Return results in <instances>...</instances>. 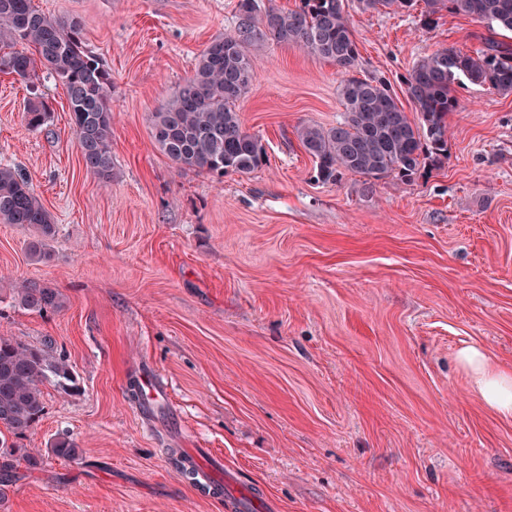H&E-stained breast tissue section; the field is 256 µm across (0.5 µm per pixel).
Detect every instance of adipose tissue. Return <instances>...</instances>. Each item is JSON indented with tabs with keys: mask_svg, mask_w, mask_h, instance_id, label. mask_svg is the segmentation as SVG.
Instances as JSON below:
<instances>
[{
	"mask_svg": "<svg viewBox=\"0 0 512 512\" xmlns=\"http://www.w3.org/2000/svg\"><path fill=\"white\" fill-rule=\"evenodd\" d=\"M456 358L483 404L501 417L512 418V368L492 364L477 346L460 348Z\"/></svg>",
	"mask_w": 512,
	"mask_h": 512,
	"instance_id": "ef3b65f1",
	"label": "adipose tissue"
}]
</instances>
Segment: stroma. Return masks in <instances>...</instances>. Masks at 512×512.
I'll use <instances>...</instances> for the list:
<instances>
[{"label":"stroma","instance_id":"stroma-1","mask_svg":"<svg viewBox=\"0 0 512 512\" xmlns=\"http://www.w3.org/2000/svg\"><path fill=\"white\" fill-rule=\"evenodd\" d=\"M354 74L404 79L442 48L512 47L472 17L362 10L343 0ZM79 21L112 79V181L88 172L62 85L0 72V165L23 175L54 222L0 223V336L52 344L79 382L44 381L43 412L16 445L34 469L0 488V512H229L223 492L180 473L201 448L237 476L242 512H512V419L473 393L455 354L483 347L512 368V93L463 83L448 157L413 182L315 178L296 129L331 127L338 68L271 39L253 50L242 125L266 148L250 173L180 169L152 115L233 26L236 0H33ZM44 98L42 128L24 120ZM57 289L61 309L23 307L16 287ZM165 387L149 415L126 388ZM74 441L76 461L55 457Z\"/></svg>","mask_w":512,"mask_h":512}]
</instances>
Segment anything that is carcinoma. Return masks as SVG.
<instances>
[{"label": "carcinoma", "instance_id": "1", "mask_svg": "<svg viewBox=\"0 0 512 512\" xmlns=\"http://www.w3.org/2000/svg\"><path fill=\"white\" fill-rule=\"evenodd\" d=\"M418 0H360L366 10L409 11ZM422 22L446 9L482 20L488 27L512 31V0H424ZM234 26L214 39L199 56L194 73L155 113L151 135L174 164L224 176L248 173L263 163L262 140L246 131L237 102L248 91L255 57L249 47L270 36L280 43L332 62L346 78L340 85L345 112L333 127L305 124L297 136L312 157L316 178L336 183L346 173L379 181L393 176L410 183L426 162L441 163L448 154V116L459 107L454 85L465 79L502 93L512 92V48L473 54L439 49L421 59L405 81L415 118L399 106L388 84L351 75L359 53L343 0H299L294 10H278L264 0H237ZM34 48L28 53L27 48ZM0 71L22 80L37 66L67 92L73 131L83 162L102 184L112 182V80L99 58L86 48L74 19L48 17L32 0H0ZM27 125L39 128L47 118L46 103L28 102ZM0 223L32 227L40 238L30 251L46 255L44 239L54 230L51 215L27 181L0 166ZM23 306L43 312L63 306L55 288L25 284L17 291ZM53 380L65 390L77 379L63 357L49 346L34 348L0 336V427L13 435L31 429L43 410L41 384ZM51 452L79 458L78 445L59 440ZM31 468L41 454L8 443L0 432V484L7 482L17 459Z\"/></svg>", "mask_w": 512, "mask_h": 512}]
</instances>
